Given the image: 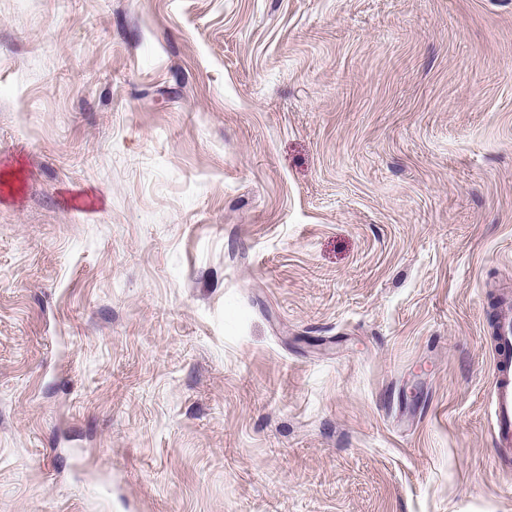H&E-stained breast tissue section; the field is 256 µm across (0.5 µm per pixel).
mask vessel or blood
Segmentation results:
<instances>
[{
	"instance_id": "vessel-or-blood-1",
	"label": "vessel or blood",
	"mask_w": 512,
	"mask_h": 512,
	"mask_svg": "<svg viewBox=\"0 0 512 512\" xmlns=\"http://www.w3.org/2000/svg\"><path fill=\"white\" fill-rule=\"evenodd\" d=\"M492 393L493 431L502 455L512 454V299L500 298Z\"/></svg>"
}]
</instances>
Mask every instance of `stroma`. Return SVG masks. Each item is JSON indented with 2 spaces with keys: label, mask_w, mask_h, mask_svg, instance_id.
<instances>
[{
  "label": "stroma",
  "mask_w": 512,
  "mask_h": 512,
  "mask_svg": "<svg viewBox=\"0 0 512 512\" xmlns=\"http://www.w3.org/2000/svg\"><path fill=\"white\" fill-rule=\"evenodd\" d=\"M512 0H0V512H512ZM497 336L492 393L493 431L499 452L512 454V303L501 297L497 308Z\"/></svg>",
  "instance_id": "stroma-1"
}]
</instances>
